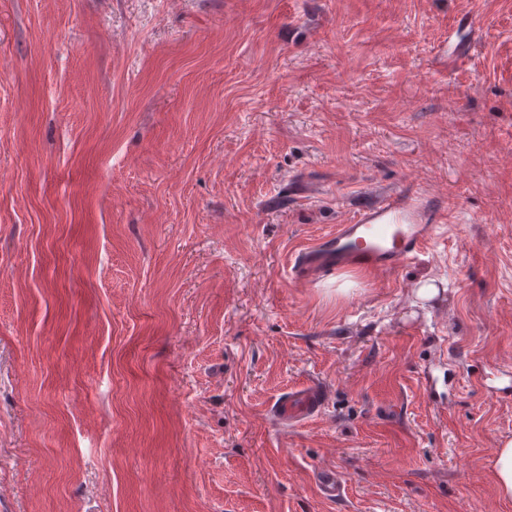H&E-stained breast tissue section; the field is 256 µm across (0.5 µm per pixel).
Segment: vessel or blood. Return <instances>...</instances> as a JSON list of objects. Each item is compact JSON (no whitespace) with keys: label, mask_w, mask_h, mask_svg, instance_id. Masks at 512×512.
Returning <instances> with one entry per match:
<instances>
[{"label":"vessel or blood","mask_w":512,"mask_h":512,"mask_svg":"<svg viewBox=\"0 0 512 512\" xmlns=\"http://www.w3.org/2000/svg\"><path fill=\"white\" fill-rule=\"evenodd\" d=\"M347 224L304 245L295 260V273L314 282L353 269L372 277L397 271L433 239L448 221L444 197L415 186L375 189L359 199ZM325 391L311 385L291 392L276 406L280 421L296 423L317 416Z\"/></svg>","instance_id":"1"}]
</instances>
